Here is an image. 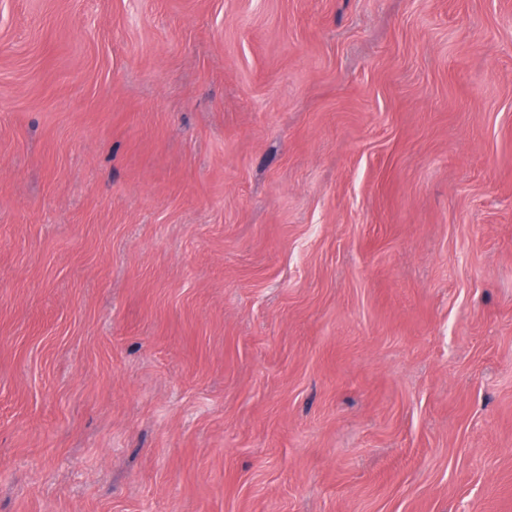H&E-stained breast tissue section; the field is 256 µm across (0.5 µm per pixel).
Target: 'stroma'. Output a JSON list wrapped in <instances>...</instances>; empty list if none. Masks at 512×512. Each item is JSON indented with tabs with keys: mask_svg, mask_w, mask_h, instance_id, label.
I'll use <instances>...</instances> for the list:
<instances>
[{
	"mask_svg": "<svg viewBox=\"0 0 512 512\" xmlns=\"http://www.w3.org/2000/svg\"><path fill=\"white\" fill-rule=\"evenodd\" d=\"M0 512H512V0H0Z\"/></svg>",
	"mask_w": 512,
	"mask_h": 512,
	"instance_id": "35a3bbf8",
	"label": "stroma"
}]
</instances>
